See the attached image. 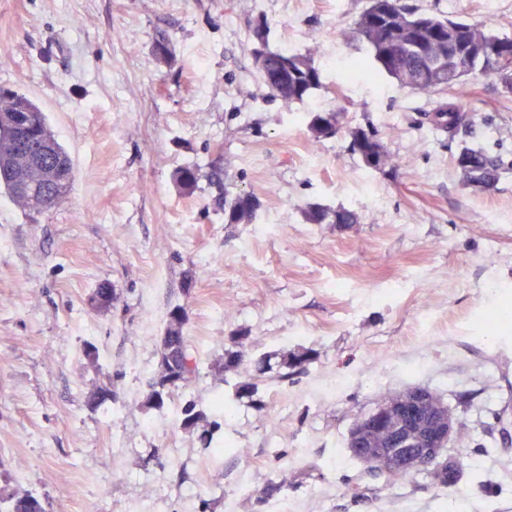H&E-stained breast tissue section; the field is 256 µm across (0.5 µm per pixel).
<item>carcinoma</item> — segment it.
I'll list each match as a JSON object with an SVG mask.
<instances>
[{
  "mask_svg": "<svg viewBox=\"0 0 512 512\" xmlns=\"http://www.w3.org/2000/svg\"><path fill=\"white\" fill-rule=\"evenodd\" d=\"M269 27L260 24L254 30L258 47L253 50L263 84L270 95L285 104L301 102L321 86L320 71L311 53H289L272 50L268 45ZM351 36L364 44L369 52L370 73L385 76L411 91L428 96L450 93L448 102L435 100L428 120L438 129L452 130L463 120L462 96L469 78L477 75L512 72V37L498 35L479 23L418 10L404 0H366L365 8L353 23ZM19 102L29 107L31 124L41 128L47 125L41 109L27 96L13 90L0 89V113L11 112ZM339 123L338 113H316L308 122L313 140L332 136L331 129ZM351 149L365 166L385 174L393 168L392 159L373 130L356 129L351 132ZM455 164L466 185L479 190L493 188L501 170V162L480 147L463 146L455 156ZM46 167L55 169L56 184L48 185L42 177ZM72 160L60 143L51 152L43 149L35 136L28 139L17 154L0 162V187L21 207L29 204L15 192V185L23 182L44 196L43 209L48 210L64 202L73 184ZM196 172L185 168L177 173L176 183L190 194L196 186ZM224 219L228 224L253 222L258 203L255 196L243 189L224 186ZM304 216L310 224H356L357 213L338 208L330 210L320 205L305 208ZM185 315L177 310L168 314L165 333L173 354L159 350L157 372L145 404L159 408L164 403L167 389L181 383L190 384L198 374L197 361L188 350L184 336ZM246 361L243 342L234 341L224 349V367L237 368ZM309 361L304 351H286L280 354L278 378L288 379L290 372ZM399 417L390 426H379L371 417L359 427L362 438L393 439L406 435ZM433 483L452 488L458 481V471L443 469L430 473ZM34 496L14 498L0 493V512H34Z\"/></svg>",
  "mask_w": 512,
  "mask_h": 512,
  "instance_id": "carcinoma-1",
  "label": "carcinoma"
}]
</instances>
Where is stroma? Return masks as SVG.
I'll return each mask as SVG.
<instances>
[{"mask_svg":"<svg viewBox=\"0 0 512 512\" xmlns=\"http://www.w3.org/2000/svg\"><path fill=\"white\" fill-rule=\"evenodd\" d=\"M407 2L512 36V0ZM365 4L0 0V87L45 112L75 174L48 211L0 193V492L44 512H512V422L496 421L512 418V93L471 78L450 136L426 95L347 79L368 57L348 39ZM261 19L270 48L314 55L321 86L302 102L260 79ZM311 112L338 113L339 132L312 141ZM358 128L393 173L351 151ZM464 145L501 159L494 188L464 184ZM228 183L257 197L253 223H225ZM311 204L361 220L310 224ZM103 285L115 299L92 308ZM178 306L199 374L149 409ZM238 336L247 360L228 371ZM297 348L313 359L294 380L255 372ZM414 386L471 439L453 489L370 476L349 451L357 419ZM219 397L231 411L207 448L182 410ZM350 135L352 151L358 154L368 169L386 174L393 168L392 159L375 131L358 128L351 131ZM372 161L375 163L374 167H370Z\"/></svg>","mask_w":512,"mask_h":512,"instance_id":"obj_1","label":"stroma"}]
</instances>
